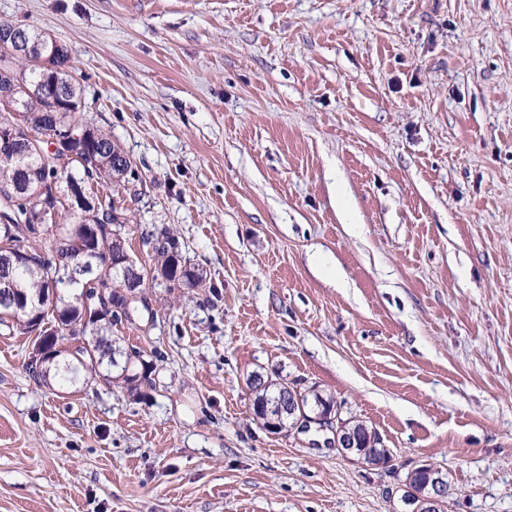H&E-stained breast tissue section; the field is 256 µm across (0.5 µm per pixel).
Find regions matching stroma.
Listing matches in <instances>:
<instances>
[{"mask_svg": "<svg viewBox=\"0 0 512 512\" xmlns=\"http://www.w3.org/2000/svg\"><path fill=\"white\" fill-rule=\"evenodd\" d=\"M65 44L80 117L133 173L113 194L201 287L147 279L137 390L29 372L0 329V512H512V0H0ZM334 396L265 428L249 380ZM348 429H353L358 437L361 451L366 457L374 458L376 460H383L385 463L388 461V450L386 448H379L380 437L377 432L369 428L362 422L349 421L345 423ZM431 468L428 481L425 472L422 470H415L406 475L405 480L409 481L410 488L417 493H421L424 490L427 481L425 495L417 494L415 501L407 497L408 488H401L404 491L402 495L404 501L412 507L410 512H440L442 509L445 497L444 490L448 486L447 476L440 470Z\"/></svg>", "mask_w": 512, "mask_h": 512, "instance_id": "obj_1", "label": "stroma"}]
</instances>
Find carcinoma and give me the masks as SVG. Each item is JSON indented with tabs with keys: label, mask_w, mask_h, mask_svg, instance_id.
<instances>
[{
	"label": "carcinoma",
	"mask_w": 512,
	"mask_h": 512,
	"mask_svg": "<svg viewBox=\"0 0 512 512\" xmlns=\"http://www.w3.org/2000/svg\"><path fill=\"white\" fill-rule=\"evenodd\" d=\"M16 65V76L0 75V105L13 104L22 125L18 130L20 157L8 156L0 160V210L10 205L13 217L10 224L0 223V274L12 273L17 288L33 300L54 291L55 302L53 308L38 307L24 318L0 300V326L34 335L41 346L54 351L50 360L31 361L30 370L35 377L44 380L60 376L76 384L84 371L108 384L115 379L133 387L141 378L130 373V361H118L120 346L116 339L110 338L112 326L123 320L132 321L127 315V309L131 307L126 297L129 288L125 275L114 271L105 262L106 256L126 248V218L116 213L114 200L107 196L104 207L88 209L70 222L58 225L56 231L47 233L40 225L32 223L34 211L29 208L30 202L43 197L51 206L63 211L62 198L74 185L89 178L122 181L131 171V161L112 142L111 134L76 116L80 92L73 82L65 46L54 43L53 68L48 72L31 67L23 59L17 60ZM47 80L65 89L72 106L55 110L51 103L34 93V88ZM74 128L85 130L96 139L97 146L91 153L93 163L88 168L73 159L65 162L60 156L41 148L43 137L54 133L62 135ZM149 237L154 239L157 273L166 276L169 282L185 278L192 280L196 287L203 285V273L187 264L177 241L169 233H151ZM86 250L97 252L100 258L101 264L93 279L104 288L103 296L95 288H87L71 277L74 262ZM79 328L89 332L95 340L70 353L60 342L77 335ZM115 369L118 374L114 376ZM250 388L255 404L289 392L286 384L268 381L258 375L250 379ZM298 395L300 412L315 407L326 414L334 407L332 397L315 390L300 391ZM345 426L354 431L365 456L388 461V450L380 447V437L374 429L355 421H349Z\"/></svg>",
	"instance_id": "1"
}]
</instances>
